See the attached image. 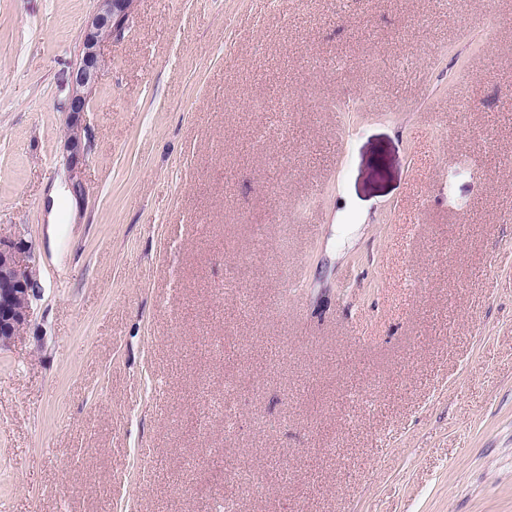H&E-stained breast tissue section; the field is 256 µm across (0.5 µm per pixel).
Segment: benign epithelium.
<instances>
[{
  "label": "benign epithelium",
  "instance_id": "1",
  "mask_svg": "<svg viewBox=\"0 0 512 512\" xmlns=\"http://www.w3.org/2000/svg\"><path fill=\"white\" fill-rule=\"evenodd\" d=\"M97 10L86 22L80 59L73 72V88L66 109V167L71 173V189L83 195L77 173L85 165L90 140L84 123L91 95L104 65L103 42L124 34L134 14L136 0H97ZM31 251L26 242L0 237V349L10 345L29 324L33 301L40 297L36 272L21 262Z\"/></svg>",
  "mask_w": 512,
  "mask_h": 512
}]
</instances>
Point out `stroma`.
<instances>
[{"mask_svg":"<svg viewBox=\"0 0 512 512\" xmlns=\"http://www.w3.org/2000/svg\"><path fill=\"white\" fill-rule=\"evenodd\" d=\"M0 0V512H512V0ZM97 10L86 22L80 59L73 72V88L66 109V167L71 173V189L75 196L83 195V185L77 173L85 165L90 140L84 116L91 106V95L104 65L103 42L121 37L134 14L136 0H97ZM0 236V349L29 324L33 301L40 297L36 271L23 265L31 245Z\"/></svg>","mask_w":512,"mask_h":512,"instance_id":"35a3bbf8","label":"stroma"}]
</instances>
